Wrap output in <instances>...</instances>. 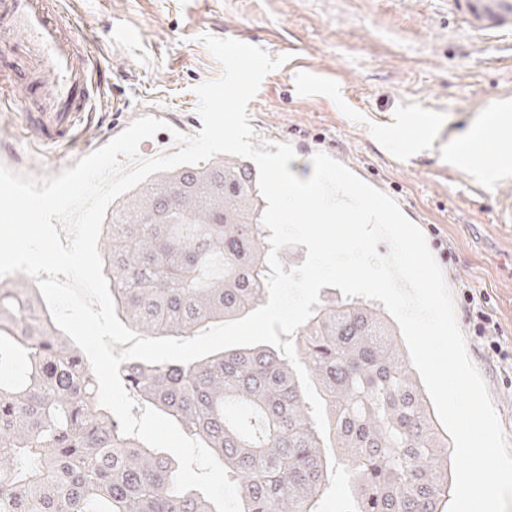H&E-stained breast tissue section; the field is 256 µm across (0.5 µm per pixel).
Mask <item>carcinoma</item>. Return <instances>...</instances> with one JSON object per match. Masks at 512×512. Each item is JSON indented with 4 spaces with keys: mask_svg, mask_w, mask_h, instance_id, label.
I'll return each instance as SVG.
<instances>
[{
    "mask_svg": "<svg viewBox=\"0 0 512 512\" xmlns=\"http://www.w3.org/2000/svg\"><path fill=\"white\" fill-rule=\"evenodd\" d=\"M247 166L232 156L183 165L105 218L103 274L115 310L142 335L191 338L266 300L271 231ZM313 310L298 352L324 404L325 436L271 345L190 364L132 361L120 373L210 449L243 512H320L338 459L350 512H443L454 489L448 432L398 325L359 298ZM97 389L37 288L0 280V512H216L200 491H174V462L124 435Z\"/></svg>",
    "mask_w": 512,
    "mask_h": 512,
    "instance_id": "obj_1",
    "label": "carcinoma"
}]
</instances>
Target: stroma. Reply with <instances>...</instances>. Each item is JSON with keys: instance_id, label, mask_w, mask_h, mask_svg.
Masks as SVG:
<instances>
[{"instance_id": "35a3bbf8", "label": "stroma", "mask_w": 512, "mask_h": 512, "mask_svg": "<svg viewBox=\"0 0 512 512\" xmlns=\"http://www.w3.org/2000/svg\"><path fill=\"white\" fill-rule=\"evenodd\" d=\"M93 35L103 90L91 136L126 126L142 106L170 123L197 117V86L219 78L202 35L247 37L289 60L248 109L258 140L296 147L289 170L312 174L323 152L360 167L438 231L455 261L444 278L467 352L512 441V371L473 336L458 281L487 292L512 349V162L477 176L453 149L498 105L512 108V27L471 30L457 0H62ZM393 132L397 141L386 140Z\"/></svg>"}]
</instances>
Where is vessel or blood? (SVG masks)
Segmentation results:
<instances>
[{
	"instance_id": "b4317fda",
	"label": "vessel or blood",
	"mask_w": 512,
	"mask_h": 512,
	"mask_svg": "<svg viewBox=\"0 0 512 512\" xmlns=\"http://www.w3.org/2000/svg\"><path fill=\"white\" fill-rule=\"evenodd\" d=\"M477 28L512 24V0H459ZM100 63L61 0H0V106L21 90L24 136L47 148L78 147L101 97Z\"/></svg>"
}]
</instances>
